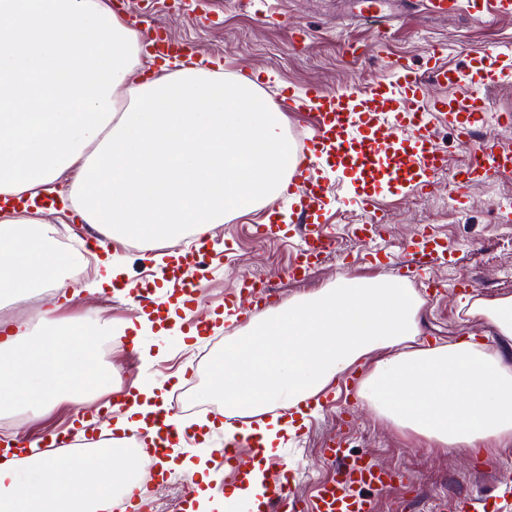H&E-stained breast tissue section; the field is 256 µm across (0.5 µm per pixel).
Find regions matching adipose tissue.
Here are the masks:
<instances>
[{"label":"adipose tissue","mask_w":512,"mask_h":512,"mask_svg":"<svg viewBox=\"0 0 512 512\" xmlns=\"http://www.w3.org/2000/svg\"><path fill=\"white\" fill-rule=\"evenodd\" d=\"M295 163L284 114L256 82L194 62L155 66L141 34L109 0H0V295L67 292L70 262L36 201L59 197L115 240L174 242L207 234L232 209L271 205ZM71 176L68 191L55 184ZM422 300L395 277H341L269 310L224 344L212 375L225 418L255 424L267 457L296 428L274 411L318 397L363 367L358 394L381 420L444 452L512 446V295L469 313L501 342L436 346L420 338ZM98 324L43 318L0 344V411L111 386L93 357ZM116 429L143 427L170 403L159 382ZM138 464L108 454L95 473L68 455L0 465V512H96L131 493Z\"/></svg>","instance_id":"obj_1"}]
</instances>
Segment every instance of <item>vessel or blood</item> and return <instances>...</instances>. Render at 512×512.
Segmentation results:
<instances>
[{"mask_svg":"<svg viewBox=\"0 0 512 512\" xmlns=\"http://www.w3.org/2000/svg\"><path fill=\"white\" fill-rule=\"evenodd\" d=\"M152 52L163 60L190 53L184 41L155 35ZM425 66L419 73L415 65L399 59L392 63L388 75L377 78L369 87H347L328 92L312 85L306 91L317 105L315 121L301 138L296 168L287 182L286 194L298 197V223L304 227L302 244L288 268L296 280L306 279L331 251L336 241L321 221V212L331 192L327 173L349 179L353 186L352 203L361 209L366 220L355 229V238L364 250L369 267L384 266L385 257L370 243L384 222L377 199L388 189L400 193L424 194L436 176L446 167V155L434 139L436 120L447 122L457 138L471 147V156L449 182V194L456 203H464L472 184L491 178L512 177V148L479 138L490 103L483 86L512 80V56L500 51L472 57L469 69L480 72L469 93L462 97L426 98L424 81L432 79L443 87L458 85L464 71L448 66L438 48L430 49ZM407 261L398 268L407 278L421 281L430 297L440 296L443 281L431 277L429 266L437 259L454 254L446 238L421 230L405 246ZM216 258L207 240L199 239L180 255L177 265L168 266L166 276L180 301L179 318L197 335L210 337L216 318L198 313L202 295L209 283ZM249 297L255 306L275 299L274 290L249 275H241L238 286L224 296V308L233 312L241 297ZM85 413H78L71 427L51 432L36 442L37 447L52 452L59 448L79 453L117 438V431H106L105 419L96 426L85 424ZM193 431L179 430L166 413L151 417L146 429L140 430L135 459H149L158 481L170 479L174 471L167 465L175 449L196 444ZM327 456L339 464L336 474L317 489L314 512H376L377 502L371 492L403 482L398 469L374 465L367 457L349 453L343 440H333ZM208 462L224 472L226 485L241 482L257 467L269 460L263 454L258 437L233 434L220 447L211 449ZM279 478L274 482L256 512H305L306 505L293 491L285 461H278ZM147 500L142 489L131 496L105 503L101 512H145Z\"/></svg>","mask_w":512,"mask_h":512,"instance_id":"b4317fda","label":"vessel or blood"}]
</instances>
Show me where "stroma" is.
Listing matches in <instances>:
<instances>
[{"mask_svg": "<svg viewBox=\"0 0 512 512\" xmlns=\"http://www.w3.org/2000/svg\"><path fill=\"white\" fill-rule=\"evenodd\" d=\"M122 16L128 25L144 30L145 19L158 22L164 33L190 43L203 67H222L225 75L237 76L249 68L263 74L260 86L269 98H277L282 87L304 90L316 84L328 91L365 85L386 74L388 61L408 58L421 62L425 49L441 45L449 65L462 66L470 57L495 48L512 52V18L486 15L474 19L467 12L447 17L423 9L417 0H387L388 33L376 31L361 20L359 0H122ZM307 29L309 38L300 49L288 45V30ZM360 45L357 57L345 55L344 42ZM493 113L483 125V137L512 145V126L497 124L496 113H512V82L487 88ZM437 143L447 153L448 165L430 193L423 195L386 194L381 202L385 224L373 242L388 252L392 263L383 267L386 276H396V262L403 248L420 229L427 228L447 237L456 249L455 262L436 263L434 275L446 282V293L436 300H425L420 314L424 337L438 343L473 334L489 345H497L495 331L480 318L461 309L462 292L454 284L459 277L472 278L476 297L492 299L512 294V221L503 220L495 204L501 194H512V180L489 179L472 185L466 208H457L448 197V181L468 153L448 129H440ZM347 188H338L328 202L326 220L336 238V248L307 280L294 282L287 269L297 238L259 241L252 226L261 219V210H242L225 216L210 235L217 245H229V261L216 272L201 304L208 314L212 301L225 290L234 288L240 273L271 279L278 292L277 304L315 288L326 287L341 275L373 276V269L362 265L353 236L365 215L344 203ZM133 298L112 292L82 293L76 300L39 297L35 304L0 307V340L15 332L17 325L46 317L63 324L95 321L119 330L140 316ZM239 318L225 321L219 339L206 346H183L177 338H163L156 332L142 337L148 349L146 358L122 349L104 359V370H116L126 379H154L162 363L180 359L182 367L193 368L197 380L194 398L202 400L208 380L204 362L198 361L201 349L223 351L225 337L246 326ZM82 404L71 396L58 397L42 407H18L0 413V442L22 437L30 439L48 431L66 427ZM349 411L350 448L368 456L374 463L403 471L409 485L378 493L379 512H439L444 503L455 502L458 495L480 496L492 490V483L479 484L470 477L472 470L495 474L498 482L512 484V448L487 454L443 453L421 447L418 440L378 420L355 389L337 383L315 410L310 427L302 439L290 443L292 485L299 497H310L314 486L329 476L333 464L323 448L335 438L341 411ZM496 481V482H497Z\"/></svg>", "mask_w": 512, "mask_h": 512, "instance_id": "stroma-1", "label": "stroma"}]
</instances>
